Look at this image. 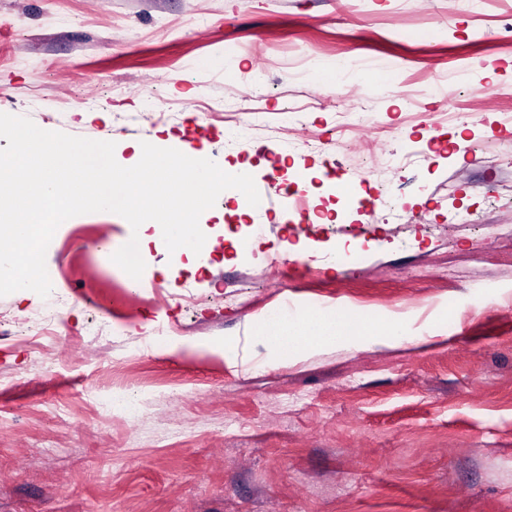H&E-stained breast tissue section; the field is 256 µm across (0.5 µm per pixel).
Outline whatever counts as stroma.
Listing matches in <instances>:
<instances>
[{"label": "stroma", "instance_id": "35a3bbf8", "mask_svg": "<svg viewBox=\"0 0 512 512\" xmlns=\"http://www.w3.org/2000/svg\"><path fill=\"white\" fill-rule=\"evenodd\" d=\"M511 20L512 0H0V113L115 142L126 167L146 141L262 175L246 224L220 201L201 215L205 268L95 212L56 230L48 297H0V512H512ZM363 106L378 127L342 132ZM285 154L370 179L374 213L310 234L265 182ZM134 234L163 298L112 263ZM346 240L364 264L335 259ZM283 308L404 317L408 337L275 363L257 324ZM53 314L69 335L33 351ZM235 337L234 364L185 348ZM117 394L136 422L96 412Z\"/></svg>", "mask_w": 512, "mask_h": 512}]
</instances>
